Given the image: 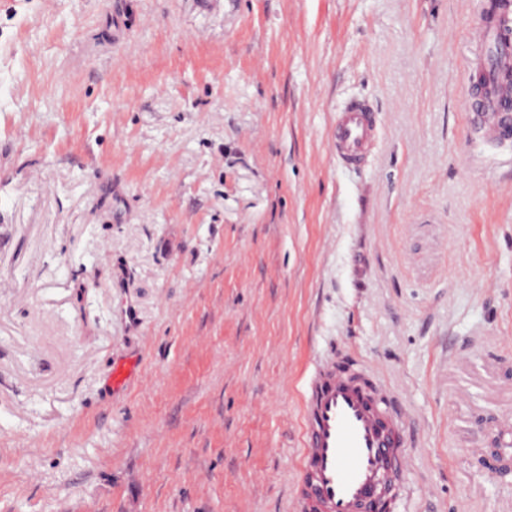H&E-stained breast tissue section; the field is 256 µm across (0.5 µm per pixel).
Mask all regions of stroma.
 <instances>
[{
    "label": "stroma",
    "instance_id": "obj_1",
    "mask_svg": "<svg viewBox=\"0 0 512 512\" xmlns=\"http://www.w3.org/2000/svg\"><path fill=\"white\" fill-rule=\"evenodd\" d=\"M484 2L0 0V512H293L302 377L340 350L406 416L396 512H512ZM369 102L350 99L336 110L330 131V149L336 164L346 168L364 165L378 140V129Z\"/></svg>",
    "mask_w": 512,
    "mask_h": 512
}]
</instances>
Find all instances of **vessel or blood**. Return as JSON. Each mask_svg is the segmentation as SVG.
I'll use <instances>...</instances> for the list:
<instances>
[{"label":"vessel or blood","mask_w":512,"mask_h":512,"mask_svg":"<svg viewBox=\"0 0 512 512\" xmlns=\"http://www.w3.org/2000/svg\"><path fill=\"white\" fill-rule=\"evenodd\" d=\"M512 16L486 0L472 32L487 47L482 66L494 72L512 66ZM464 108L496 141L512 139V90L486 97L468 88ZM378 140L369 102L340 106L330 131V149L339 166L364 165ZM303 450L294 486V512H388L406 484V426L395 397L357 360L331 356L305 378Z\"/></svg>","instance_id":"obj_1"}]
</instances>
